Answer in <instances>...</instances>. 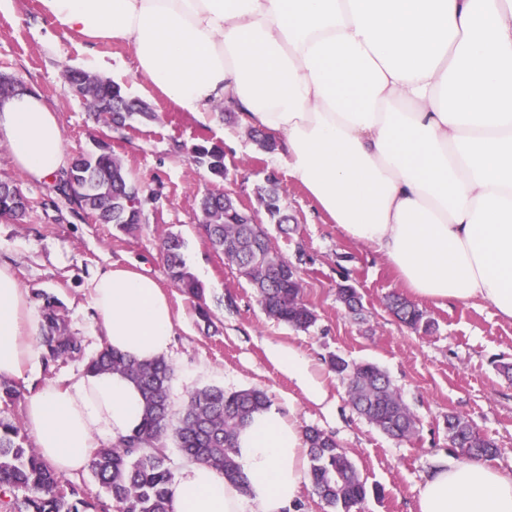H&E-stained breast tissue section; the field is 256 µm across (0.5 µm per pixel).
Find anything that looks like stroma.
I'll return each instance as SVG.
<instances>
[{
    "mask_svg": "<svg viewBox=\"0 0 512 512\" xmlns=\"http://www.w3.org/2000/svg\"><path fill=\"white\" fill-rule=\"evenodd\" d=\"M68 67L119 83L150 104L157 120H134L119 130L96 124L63 81ZM1 72L20 79L23 88L41 95L59 113L68 154L89 149L93 138L107 136L141 186L143 224L127 235L72 209L53 184L25 180L0 143V179L20 183L32 202L22 221L0 217V260L13 264L24 290L46 291L63 303L87 354L103 346L92 328L88 283L112 264L129 265L157 280L177 317L168 356L174 369L172 415H179L188 399L208 386L264 390L272 409L292 414L300 426L334 434L367 486L382 488V496H368L364 512H417L418 492L432 467L459 458L444 428L451 413L494 441L499 452L492 466L512 474V377L500 371L501 365H512V322L477 300H423L419 306L434 320L433 332L401 325L385 307L387 295L405 290L388 263L373 248L341 233L308 191L288 178L238 125L225 124L215 109L202 118L179 110L137 71L128 45L58 28L43 14L39 0H11L0 8ZM202 138L223 145L232 175L223 187L247 206H256L254 191L266 174H276L288 203L290 231L280 233L273 224L268 231L275 248L299 263L303 299L317 316L308 330L266 317L253 285L205 238L198 201L214 184L205 169L192 167L185 152ZM169 232L186 240L185 259L205 288L212 327L198 322L191 302L168 277L158 242ZM345 276L361 295L362 319H354L336 299V285ZM271 344L313 359L317 373L332 387L335 402L330 410L308 403L270 362L266 348ZM332 354L384 370L416 416L417 435L395 440L358 416L348 403L346 386L328 370L326 360ZM83 374V362L49 368L39 354L16 384L27 395L44 382L65 386Z\"/></svg>",
    "mask_w": 512,
    "mask_h": 512,
    "instance_id": "stroma-1",
    "label": "stroma"
}]
</instances>
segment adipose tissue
<instances>
[{
  "mask_svg": "<svg viewBox=\"0 0 512 512\" xmlns=\"http://www.w3.org/2000/svg\"><path fill=\"white\" fill-rule=\"evenodd\" d=\"M63 30L128 45L181 111L215 102L276 137L273 154L348 238L372 247L419 298L480 300L512 321V0H40ZM15 169L49 182L69 160L57 112L38 94L0 98ZM95 331L139 361L168 354L174 315L151 277L122 267L89 284ZM41 317L0 261V378L33 360ZM270 361L322 409L311 358ZM139 389L117 374L42 385L25 428L60 472L140 424ZM238 486L201 463L171 486L174 512H291L307 481L297 421L253 415L237 436ZM417 512H512V475L444 461Z\"/></svg>",
  "mask_w": 512,
  "mask_h": 512,
  "instance_id": "adipose-tissue-1",
  "label": "adipose tissue"
}]
</instances>
